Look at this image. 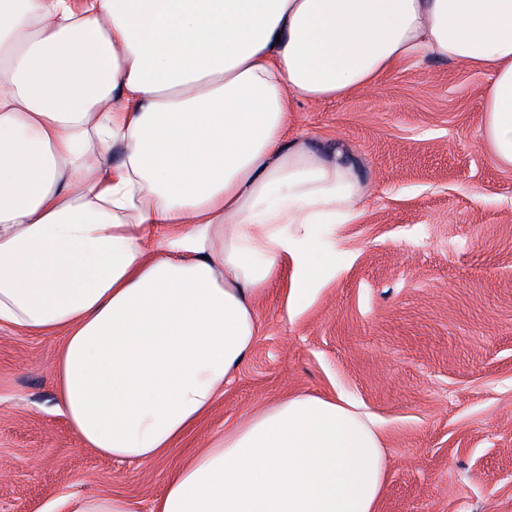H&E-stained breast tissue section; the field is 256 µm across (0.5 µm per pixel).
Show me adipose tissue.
<instances>
[{
    "label": "adipose tissue",
    "instance_id": "adipose-tissue-1",
    "mask_svg": "<svg viewBox=\"0 0 512 512\" xmlns=\"http://www.w3.org/2000/svg\"><path fill=\"white\" fill-rule=\"evenodd\" d=\"M485 76L480 144L512 169V0H0V330L61 333L82 443L166 457L250 355L258 302L335 278L366 188L293 103L404 64ZM381 428L295 394L182 462L152 512H378Z\"/></svg>",
    "mask_w": 512,
    "mask_h": 512
}]
</instances>
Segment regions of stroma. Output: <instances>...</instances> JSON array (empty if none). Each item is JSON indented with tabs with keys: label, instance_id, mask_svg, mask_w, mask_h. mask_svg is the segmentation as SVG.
<instances>
[{
	"label": "stroma",
	"instance_id": "35a3bbf8",
	"mask_svg": "<svg viewBox=\"0 0 512 512\" xmlns=\"http://www.w3.org/2000/svg\"><path fill=\"white\" fill-rule=\"evenodd\" d=\"M485 82L431 62L295 102L291 133L354 154L364 212L339 226L340 269L300 315L290 272L271 285L248 359L166 458L85 447L57 408L59 337L1 330L0 512H70L91 495L151 512L188 455L292 393L383 420L378 512H512V170L478 141Z\"/></svg>",
	"mask_w": 512,
	"mask_h": 512
}]
</instances>
